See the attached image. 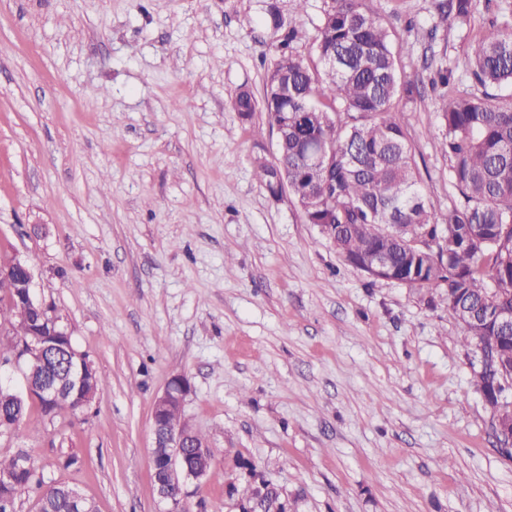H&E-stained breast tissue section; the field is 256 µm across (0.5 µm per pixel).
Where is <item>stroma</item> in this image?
I'll list each match as a JSON object with an SVG mask.
<instances>
[{"label": "stroma", "mask_w": 512, "mask_h": 512, "mask_svg": "<svg viewBox=\"0 0 512 512\" xmlns=\"http://www.w3.org/2000/svg\"><path fill=\"white\" fill-rule=\"evenodd\" d=\"M266 3L0 0V260L33 266L37 298L106 382L88 408L0 434V453L28 449L98 512H159L152 410L181 376L184 418L214 453L183 512H236L227 488L245 461L288 512H512V461L446 306L348 264L255 175L276 133L232 101L263 93ZM433 3L367 0L413 60L405 120L444 212L453 190L418 64L473 88L466 45L499 4L480 0L462 26ZM69 454L79 466L60 467Z\"/></svg>", "instance_id": "1"}]
</instances>
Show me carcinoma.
<instances>
[{
  "label": "carcinoma",
  "mask_w": 512,
  "mask_h": 512,
  "mask_svg": "<svg viewBox=\"0 0 512 512\" xmlns=\"http://www.w3.org/2000/svg\"><path fill=\"white\" fill-rule=\"evenodd\" d=\"M475 0H434L442 22L470 21ZM267 14L279 34L261 99L248 90L232 101L247 121L256 111L275 128L288 123V137L272 162L256 161L268 192L287 191L308 224H327L326 236L348 263L379 244L361 228L373 224L391 239L390 269L412 277L409 287L439 295L466 336V343L495 352L498 363L475 371L484 393L512 377V333L488 319L490 308L512 309V98L487 91L512 88V18L500 16L472 38L466 68L484 88L477 94L457 85L451 68L431 79L441 86L436 112L438 148L448 162L455 198L447 212L429 204L400 105L413 101L416 85L404 79L403 45L393 39L390 18L365 0H324L311 51L301 25L285 23L279 9ZM448 227V257H435L405 241L421 228ZM30 313L14 303V283L0 278V363L15 355L30 328ZM32 402L24 396L0 408L12 434L30 430ZM0 512H17L18 495L33 496L39 512H70L68 485L45 480L29 452L0 456ZM238 512H286L271 481L248 486Z\"/></svg>",
  "instance_id": "carcinoma-1"
}]
</instances>
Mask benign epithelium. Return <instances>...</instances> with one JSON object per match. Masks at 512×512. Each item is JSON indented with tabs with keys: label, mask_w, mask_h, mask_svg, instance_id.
<instances>
[{
	"label": "benign epithelium",
	"mask_w": 512,
	"mask_h": 512,
	"mask_svg": "<svg viewBox=\"0 0 512 512\" xmlns=\"http://www.w3.org/2000/svg\"><path fill=\"white\" fill-rule=\"evenodd\" d=\"M359 264L386 273L389 270L387 251L377 249L359 261ZM0 277L14 281L17 299H25L36 314L35 328L20 344L15 364L23 366L25 388L28 394L47 405L63 399V395L80 396L87 387L91 364L75 349H68V363L57 376L49 375L51 360L60 347L58 337L67 335L59 317L49 306L33 302V272L24 260L14 259L0 264ZM191 391L190 383L177 376L157 397L153 406L152 423L154 445L150 450L154 484L159 502L168 505L164 512H176L185 488L190 481L207 476L210 460L207 444L197 438L193 428L182 422L177 429L166 421V412L172 407L183 408Z\"/></svg>",
	"instance_id": "obj_1"
}]
</instances>
